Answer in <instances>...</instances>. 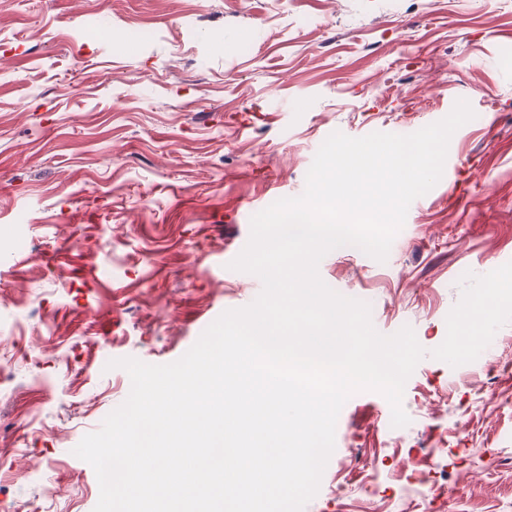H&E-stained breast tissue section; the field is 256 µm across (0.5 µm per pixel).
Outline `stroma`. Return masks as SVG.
<instances>
[{"instance_id":"obj_1","label":"stroma","mask_w":512,"mask_h":512,"mask_svg":"<svg viewBox=\"0 0 512 512\" xmlns=\"http://www.w3.org/2000/svg\"><path fill=\"white\" fill-rule=\"evenodd\" d=\"M141 25L148 45L118 41ZM1 56L0 512H93L73 449L130 393L109 361L174 362L258 296L229 264L331 133L408 135L459 99L480 119L386 261L319 264L428 355L407 426L379 393L348 399L304 512H406L427 477L448 498L418 512H512V321L473 362L429 355L461 276L512 259V0H0Z\"/></svg>"}]
</instances>
